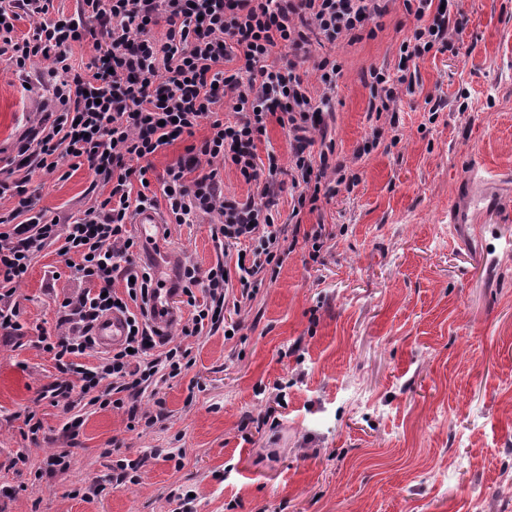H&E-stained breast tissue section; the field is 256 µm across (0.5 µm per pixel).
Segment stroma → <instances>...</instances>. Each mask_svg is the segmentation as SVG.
Segmentation results:
<instances>
[{
  "instance_id": "35a3bbf8",
  "label": "stroma",
  "mask_w": 512,
  "mask_h": 512,
  "mask_svg": "<svg viewBox=\"0 0 512 512\" xmlns=\"http://www.w3.org/2000/svg\"><path fill=\"white\" fill-rule=\"evenodd\" d=\"M455 49L410 65L396 103L400 140L375 138L364 75L395 70L413 22L396 0L376 38L337 50L342 75L327 136L357 172L303 229L326 228L319 259L304 244L250 296L230 292L239 324L186 338L193 365L158 381L141 408L39 401L57 376L31 336L0 342V512H169V492H193L194 512H512V0H459ZM0 57V163L9 164L49 94ZM441 99L430 114L425 100ZM497 172L486 207L452 223L472 168ZM81 160L34 177V212L67 221L101 198ZM206 215L146 240L135 265L169 274L208 270L224 247ZM79 286L56 246L36 255L14 299L26 327L58 330L57 296ZM273 423L245 435L274 383ZM37 406L43 428L23 422ZM83 424L66 473L45 476L74 416ZM182 457L181 466L168 454ZM25 455L27 464L12 460ZM145 458L140 484L80 490L118 459Z\"/></svg>"
}]
</instances>
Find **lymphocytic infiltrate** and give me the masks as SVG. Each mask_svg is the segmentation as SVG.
I'll use <instances>...</instances> for the list:
<instances>
[{
	"mask_svg": "<svg viewBox=\"0 0 512 512\" xmlns=\"http://www.w3.org/2000/svg\"><path fill=\"white\" fill-rule=\"evenodd\" d=\"M394 0H80L76 16L51 18L52 0H13L0 7V57L18 71L34 60L44 61L54 111L45 113L18 146L16 178L0 179V332L21 335L19 309L12 296L25 278L34 255L59 243V253L83 289L59 305L64 332L36 329L35 345L50 354L59 373L44 398L70 401L73 393L105 388L101 406L124 410L130 423L145 419L141 397L158 375L176 378L192 364L191 351L169 343L144 313L130 304L146 301L155 288L148 268L131 265L136 238L132 218L165 203L174 224H191L203 215L219 216L215 239L225 247H242L241 263H217L208 270L184 265L178 290L193 307L183 336H201L224 323L229 290L240 286L255 292L265 274L277 275L282 257L295 238L311 246L319 258L323 225L284 229L275 222L281 192L293 201V215L317 210L340 188H354L358 176L345 173L334 158L333 142H322L312 154L313 132L324 131L332 113L341 65L325 54L324 45L351 46L375 37V22ZM415 25L399 46L396 73L369 72L374 109L389 113L391 132H398L395 103L408 81L411 62L430 52L453 50V33L461 32L456 0H401ZM29 17L33 26L18 35L16 23ZM92 38L94 55L86 70L70 63V49ZM287 61L272 65L275 54ZM238 60L235 71L224 65ZM312 63L323 86L313 96L304 70ZM228 104L235 117L221 119L214 107ZM288 131L290 157L280 165L275 152L258 164L257 143L268 118ZM208 125L200 145L168 166L160 195L145 180L148 162L165 142L194 135ZM65 157L85 160L93 186L107 196L83 216L61 224L31 212L29 183L34 172L55 173ZM235 166L259 197L244 202L226 197L221 172ZM141 189H134V182ZM123 289H116V282ZM127 318L123 343L97 364L83 358L95 345L98 320L111 312Z\"/></svg>",
	"mask_w": 512,
	"mask_h": 512,
	"instance_id": "lymphocytic-infiltrate-1",
	"label": "lymphocytic infiltrate"
}]
</instances>
